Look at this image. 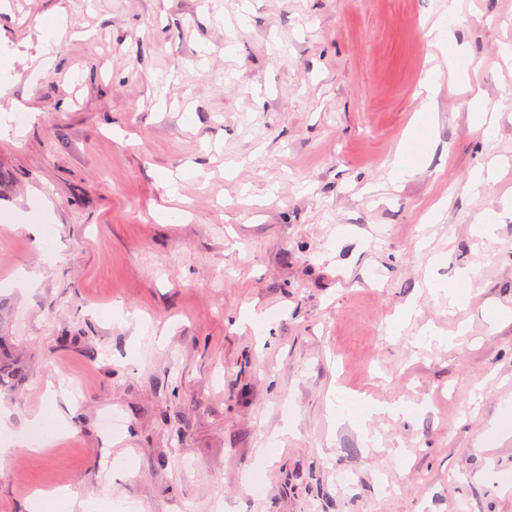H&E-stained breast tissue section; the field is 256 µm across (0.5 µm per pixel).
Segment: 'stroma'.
<instances>
[{"instance_id": "stroma-1", "label": "stroma", "mask_w": 512, "mask_h": 512, "mask_svg": "<svg viewBox=\"0 0 512 512\" xmlns=\"http://www.w3.org/2000/svg\"><path fill=\"white\" fill-rule=\"evenodd\" d=\"M447 8L0 0V111L26 126L0 132V296L28 361L0 512L58 488L86 512H512V214L472 234L512 198V9ZM425 110L436 146L394 178Z\"/></svg>"}]
</instances>
